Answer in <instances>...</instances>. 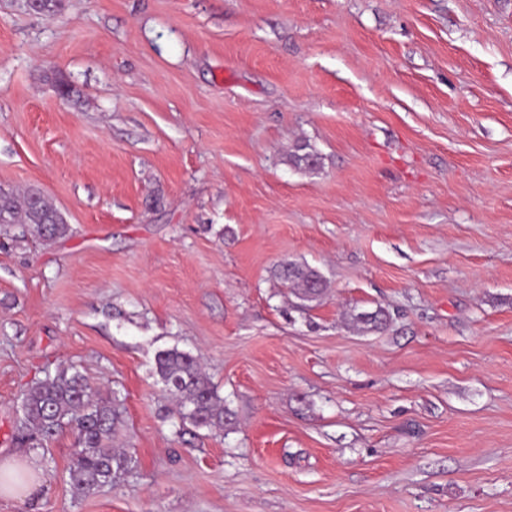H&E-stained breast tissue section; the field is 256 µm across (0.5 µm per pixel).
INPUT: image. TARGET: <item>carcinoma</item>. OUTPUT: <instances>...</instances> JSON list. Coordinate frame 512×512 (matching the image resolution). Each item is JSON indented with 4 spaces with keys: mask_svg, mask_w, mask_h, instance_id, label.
Instances as JSON below:
<instances>
[{
    "mask_svg": "<svg viewBox=\"0 0 512 512\" xmlns=\"http://www.w3.org/2000/svg\"><path fill=\"white\" fill-rule=\"evenodd\" d=\"M289 162L299 169L315 170L320 157L305 140H297ZM0 215L13 228V238L29 234L55 242L71 234V225L62 221L56 206L43 193L30 189L19 196L0 195ZM279 279L302 294L306 301L321 297L327 283L310 266L288 262L280 266ZM156 372L176 402L179 425L224 429V397L212 385L194 355L176 348L156 357ZM22 417L16 429L17 443L42 448L65 430L75 434L68 476L72 495L84 498L105 484L117 482L134 462L125 448L112 447V439L123 427V401L117 392L105 396L84 375L72 367L45 372L21 398Z\"/></svg>",
    "mask_w": 512,
    "mask_h": 512,
    "instance_id": "cac0c4a2",
    "label": "carcinoma"
}]
</instances>
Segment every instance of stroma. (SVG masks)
<instances>
[{
	"label": "stroma",
	"mask_w": 512,
	"mask_h": 512,
	"mask_svg": "<svg viewBox=\"0 0 512 512\" xmlns=\"http://www.w3.org/2000/svg\"><path fill=\"white\" fill-rule=\"evenodd\" d=\"M0 188L73 229L0 233V462L40 484L0 512H512V0H0ZM171 348L223 430L177 428ZM62 366L135 459L80 499L71 432L13 438ZM289 162L299 169L315 170L320 166V157L305 140H297L289 153ZM279 279L296 291L298 297L303 301H314L321 297L327 283L318 270L303 264L288 262L280 266ZM317 288V289H314ZM301 292L302 297L299 296ZM314 294L312 296V294Z\"/></svg>",
	"instance_id": "1"
}]
</instances>
